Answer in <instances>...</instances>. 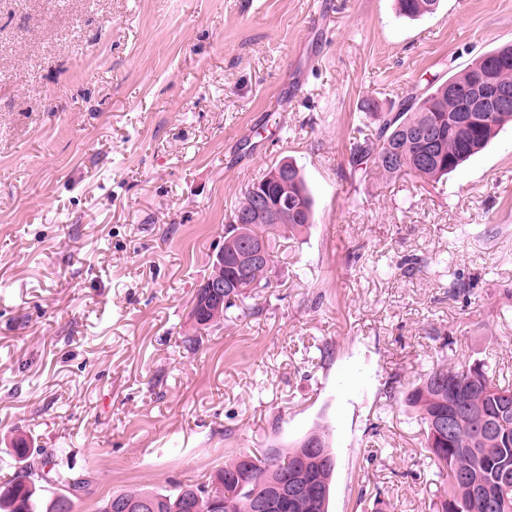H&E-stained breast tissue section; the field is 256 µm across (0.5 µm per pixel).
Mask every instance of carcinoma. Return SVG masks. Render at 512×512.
Wrapping results in <instances>:
<instances>
[{"mask_svg":"<svg viewBox=\"0 0 512 512\" xmlns=\"http://www.w3.org/2000/svg\"><path fill=\"white\" fill-rule=\"evenodd\" d=\"M440 0H397L398 14L410 19L431 15ZM494 67L497 78L512 87V44L482 55L424 93L411 94L389 112L370 137L356 140L353 166L372 165L387 176L409 174L437 180L484 149L498 129L512 121V108L482 112L472 123L456 117L480 76ZM456 92L448 93V87ZM272 205H281L278 220L252 219L224 226V266L212 264L209 277L234 280L224 293L226 311L258 288L270 285L272 242L284 233L300 232L312 223L313 200L299 167L285 161L258 180ZM253 248L258 263L241 266L237 257ZM190 317L201 329L216 322L204 300L196 296ZM424 426V448L436 467L448 473V492L436 512H512V386L503 385L480 363L436 365L405 396ZM453 419L451 431L438 424ZM13 451L19 467L0 480V512H73L70 485L81 481L43 451L25 442ZM336 458L325 437L312 433L292 448H271L257 455L241 452L216 469L206 483L183 484L165 493L130 490L104 497L96 512H129L147 504L145 512H254L259 500L268 512H328ZM285 480L302 493L281 505L273 485Z\"/></svg>","mask_w":512,"mask_h":512,"instance_id":"carcinoma-1","label":"carcinoma"}]
</instances>
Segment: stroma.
<instances>
[{
	"mask_svg": "<svg viewBox=\"0 0 512 512\" xmlns=\"http://www.w3.org/2000/svg\"><path fill=\"white\" fill-rule=\"evenodd\" d=\"M508 42L512 0H0V476L18 438L65 453L95 512L323 429L329 512H435L403 394L460 361L512 383V123L438 182L350 148L365 100ZM283 160L313 223L195 330L232 210ZM396 2L398 14L410 19L434 14L440 5V0H397Z\"/></svg>",
	"mask_w": 512,
	"mask_h": 512,
	"instance_id": "stroma-1",
	"label": "stroma"
}]
</instances>
